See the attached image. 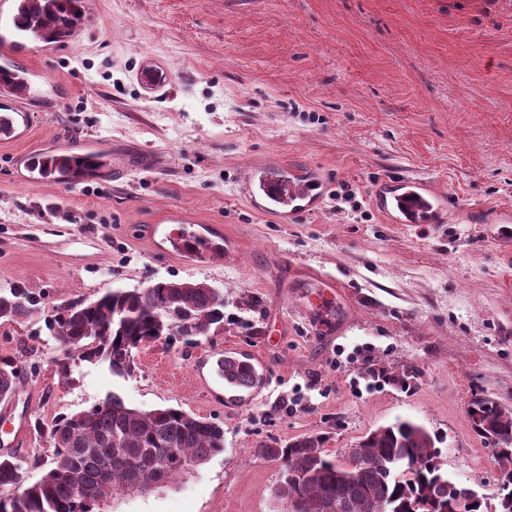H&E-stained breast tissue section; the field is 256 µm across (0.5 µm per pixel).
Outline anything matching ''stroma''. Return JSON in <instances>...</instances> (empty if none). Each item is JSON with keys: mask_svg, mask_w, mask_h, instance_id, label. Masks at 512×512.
I'll return each instance as SVG.
<instances>
[{"mask_svg": "<svg viewBox=\"0 0 512 512\" xmlns=\"http://www.w3.org/2000/svg\"><path fill=\"white\" fill-rule=\"evenodd\" d=\"M40 70L28 134L0 138V292L40 301L0 325L24 374L0 402V451L23 484L50 466L44 427L119 396L224 427V449L170 483L100 512H274L279 462L263 445L325 436L330 452L409 418L441 439L449 473L494 497L490 447L465 408L486 391L512 407V0H85L78 32L0 66ZM147 68L168 74L142 83ZM100 152L73 177L16 154ZM257 167L313 170L321 202L288 223L240 192ZM430 181L441 224H395L390 181ZM181 210L203 259L151 233ZM164 280L224 291V329L198 344H142L134 374L73 361L52 308ZM247 354L261 388L232 402L202 355ZM408 375L410 389L369 369Z\"/></svg>", "mask_w": 512, "mask_h": 512, "instance_id": "stroma-1", "label": "stroma"}]
</instances>
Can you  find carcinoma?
Wrapping results in <instances>:
<instances>
[{
    "mask_svg": "<svg viewBox=\"0 0 512 512\" xmlns=\"http://www.w3.org/2000/svg\"><path fill=\"white\" fill-rule=\"evenodd\" d=\"M83 0H21L18 20L24 35L38 42L71 38L83 19ZM97 155H57L39 169L65 174L98 165ZM34 314L22 288L0 292V321L18 322ZM64 348L59 372L69 360L105 364L125 377L137 369L136 350L160 338L193 344L224 328V292L202 282L161 281L144 288L106 291L88 304L60 306L46 323ZM221 372H241L258 380L246 360L226 356ZM22 371L11 357H0V399L12 396ZM474 432L492 447L499 465L512 466V408L479 393L468 401ZM51 467L37 482L20 484L24 460L0 453V486L18 491L0 497V512H99V494L116 496L135 487L147 491L165 484L224 450V428L212 421L165 407L147 413L112 395L83 414L58 417L48 428ZM439 437L410 419L381 426L361 437L352 451L324 449L325 438L308 436L260 453L281 461L283 479L274 497L278 512H488L485 496L470 492L444 469Z\"/></svg>",
    "mask_w": 512,
    "mask_h": 512,
    "instance_id": "obj_1",
    "label": "carcinoma"
}]
</instances>
